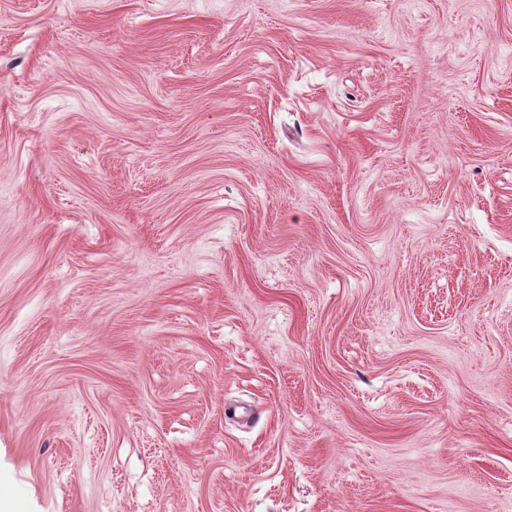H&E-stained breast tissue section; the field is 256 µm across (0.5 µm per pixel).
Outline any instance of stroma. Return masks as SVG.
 I'll use <instances>...</instances> for the list:
<instances>
[{
    "label": "stroma",
    "mask_w": 512,
    "mask_h": 512,
    "mask_svg": "<svg viewBox=\"0 0 512 512\" xmlns=\"http://www.w3.org/2000/svg\"><path fill=\"white\" fill-rule=\"evenodd\" d=\"M0 512H512V0H0Z\"/></svg>",
    "instance_id": "35a3bbf8"
}]
</instances>
